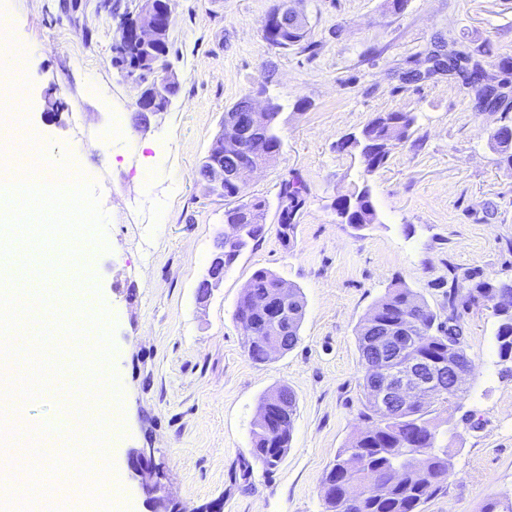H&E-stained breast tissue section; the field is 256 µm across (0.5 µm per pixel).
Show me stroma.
I'll list each match as a JSON object with an SVG mask.
<instances>
[{
	"mask_svg": "<svg viewBox=\"0 0 512 512\" xmlns=\"http://www.w3.org/2000/svg\"><path fill=\"white\" fill-rule=\"evenodd\" d=\"M97 0H0L12 43L29 50L0 97L50 163L69 157L94 183L106 216V250L88 260L92 293L109 312V366L123 389L124 424L109 437L122 489L117 505L148 512L153 495L131 476L130 449L159 467L165 495L210 512H326L323 479L340 448L364 428L357 332L395 280L438 317L458 284L463 340L473 359L461 399L436 422L451 466L423 512H481L512 498V373L497 353L493 300L469 301L476 284L512 279V167L489 134L501 112L475 109V89L455 74L403 78L438 45L468 51L501 72L512 98V0H294L314 50L262 37L277 0H173L167 63L179 89L169 108L142 117L136 86L113 65L117 21ZM282 106L277 159L256 171L246 199L267 203L262 236L225 272L207 303L197 287L224 229L223 198L199 176L224 121L245 95ZM412 112L410 138L365 174L341 138L374 117ZM307 187L290 238L280 234L284 180ZM370 186L378 221L341 223L332 203ZM300 288L305 315L290 351L257 363L236 305L255 271ZM296 396L287 454L272 469L253 461L261 398ZM55 385L15 402L17 422L52 424L67 409ZM250 461L251 473L242 470Z\"/></svg>",
	"mask_w": 512,
	"mask_h": 512,
	"instance_id": "stroma-1",
	"label": "stroma"
}]
</instances>
